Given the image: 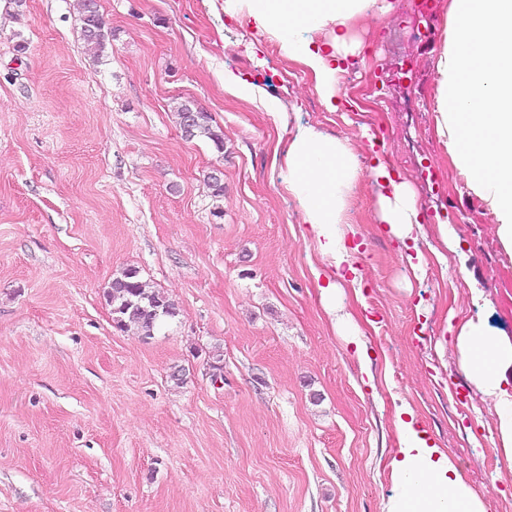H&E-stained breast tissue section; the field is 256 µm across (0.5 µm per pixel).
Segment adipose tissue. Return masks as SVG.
<instances>
[{
	"mask_svg": "<svg viewBox=\"0 0 512 512\" xmlns=\"http://www.w3.org/2000/svg\"><path fill=\"white\" fill-rule=\"evenodd\" d=\"M462 21L438 63L441 94L438 130L470 188L487 202L504 251L512 257V0H453ZM230 18L247 17L253 30L277 41L281 51L314 76L331 111H338L351 22L385 14L379 0H224ZM287 189L301 204L307 234L327 262L319 286L328 315L336 294L358 267L346 237L345 195L359 168L346 144L307 128L284 153ZM369 173L381 189L380 220L388 233L409 240L423 217L406 182L386 158L374 157ZM452 343L463 371L493 418L492 442L512 470V338L491 334L471 318L453 327ZM399 449L387 463L395 492L384 512H486L459 466L428 440L407 403L395 407Z\"/></svg>",
	"mask_w": 512,
	"mask_h": 512,
	"instance_id": "ef3b65f1",
	"label": "adipose tissue"
}]
</instances>
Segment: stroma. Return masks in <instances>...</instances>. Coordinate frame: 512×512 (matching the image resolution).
<instances>
[{"mask_svg": "<svg viewBox=\"0 0 512 512\" xmlns=\"http://www.w3.org/2000/svg\"><path fill=\"white\" fill-rule=\"evenodd\" d=\"M390 3L353 23L332 112L275 41L245 51L249 22L226 20L224 0H98L100 57L79 0H0V512H383L398 399L487 512H512V471L448 332L474 317L512 337V259L437 131V65L461 22L452 0ZM228 71L261 97L225 92ZM185 100L223 150L183 139ZM303 127L364 170L369 128L424 216L416 273L373 179L347 200L372 389L322 307L323 262L275 158ZM128 268L177 307L149 338L112 320L106 291ZM81 6L83 37L88 45L95 48L97 56L103 55L107 47L108 34L98 3H94L93 0H82Z\"/></svg>", "mask_w": 512, "mask_h": 512, "instance_id": "obj_1", "label": "stroma"}]
</instances>
